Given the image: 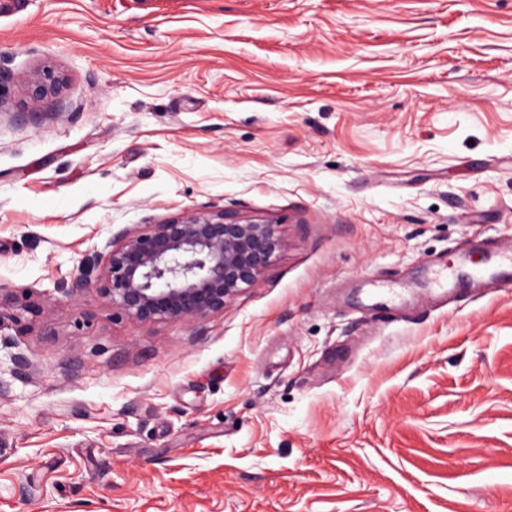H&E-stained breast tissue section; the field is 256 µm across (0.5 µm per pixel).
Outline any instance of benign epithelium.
<instances>
[{"label": "benign epithelium", "mask_w": 512, "mask_h": 512, "mask_svg": "<svg viewBox=\"0 0 512 512\" xmlns=\"http://www.w3.org/2000/svg\"><path fill=\"white\" fill-rule=\"evenodd\" d=\"M56 84L49 70L30 75L32 103ZM280 244L272 219L187 212L112 236L105 252L84 259L68 292L94 288L113 311L139 322L191 323L259 286Z\"/></svg>", "instance_id": "benign-epithelium-1"}]
</instances>
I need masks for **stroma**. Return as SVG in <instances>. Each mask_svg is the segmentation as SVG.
I'll list each match as a JSON object with an SVG mask.
<instances>
[{
	"label": "stroma",
	"mask_w": 512,
	"mask_h": 512,
	"mask_svg": "<svg viewBox=\"0 0 512 512\" xmlns=\"http://www.w3.org/2000/svg\"><path fill=\"white\" fill-rule=\"evenodd\" d=\"M0 78V512H512V290L435 288L512 241V0H0ZM223 208L224 311L66 295ZM29 97L36 104L54 90L57 79L53 72L46 70L28 77ZM280 244L272 219L187 212L113 235L66 289L96 288L112 311L139 322L191 323L259 286Z\"/></svg>",
	"instance_id": "stroma-1"
}]
</instances>
